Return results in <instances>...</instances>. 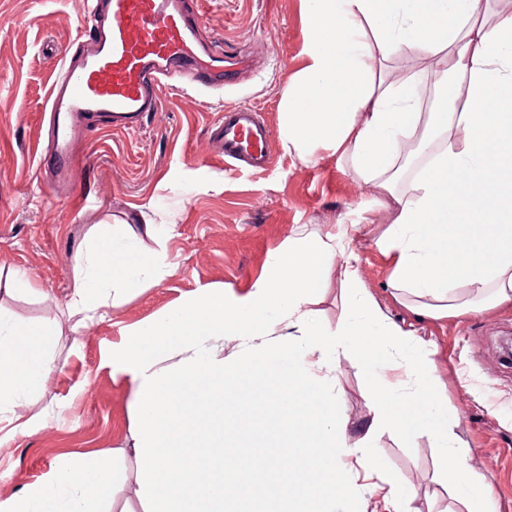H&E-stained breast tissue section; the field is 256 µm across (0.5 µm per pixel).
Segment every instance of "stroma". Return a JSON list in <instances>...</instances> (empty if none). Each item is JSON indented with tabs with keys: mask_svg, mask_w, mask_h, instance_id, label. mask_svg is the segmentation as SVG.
Here are the masks:
<instances>
[{
	"mask_svg": "<svg viewBox=\"0 0 512 512\" xmlns=\"http://www.w3.org/2000/svg\"><path fill=\"white\" fill-rule=\"evenodd\" d=\"M202 40L243 55L236 84L207 93H160L161 106L131 131L89 119L74 146V190L46 186L42 169L44 105L60 48L78 56L90 43L86 0H0V313L35 324L57 322L54 372L45 398L24 406L41 428L0 443V502L42 482L64 458L128 447L135 426L125 377L107 355L128 329L155 319L210 288L247 292L291 231L344 235L359 257L362 288L388 321L423 338L433 383L448 398V444L467 456L492 492L496 512H512V363L499 357L512 336V305L441 319H417L412 294L390 285L392 266L377 244L398 211L377 206L344 159L329 151L302 162L281 134L282 90L305 64L309 29L302 0H204ZM446 54L382 61L392 82H418L430 101L441 90L431 74ZM245 105L267 119L271 163L253 173L226 166L216 138L225 107ZM154 225L145 248L167 251L174 266L158 284L121 299L107 317L75 329L68 306L76 259L94 225ZM26 271L35 288L12 290ZM313 307L328 330L347 320L350 293L340 269ZM331 389L350 436L374 415L375 394L363 363L336 360ZM371 444L384 468L409 487L404 512H469L438 472L439 450L427 435L379 429Z\"/></svg>",
	"mask_w": 512,
	"mask_h": 512,
	"instance_id": "35a3bbf8",
	"label": "stroma"
}]
</instances>
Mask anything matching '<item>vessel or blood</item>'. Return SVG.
<instances>
[{"label": "vessel or blood", "mask_w": 512, "mask_h": 512, "mask_svg": "<svg viewBox=\"0 0 512 512\" xmlns=\"http://www.w3.org/2000/svg\"><path fill=\"white\" fill-rule=\"evenodd\" d=\"M96 18L91 49L78 64L62 63L47 97L58 151L56 176L70 177L67 146L84 119L131 130L160 105L165 82L191 73L196 88L224 83V56L202 41L201 0H91ZM225 163L264 170L270 131L259 112L226 110L220 127Z\"/></svg>", "instance_id": "vessel-or-blood-1"}]
</instances>
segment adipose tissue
Returning a JSON list of instances; mask_svg holds the SVG:
<instances>
[{
    "instance_id": "ef3b65f1",
    "label": "adipose tissue",
    "mask_w": 512,
    "mask_h": 512,
    "mask_svg": "<svg viewBox=\"0 0 512 512\" xmlns=\"http://www.w3.org/2000/svg\"><path fill=\"white\" fill-rule=\"evenodd\" d=\"M306 65L282 93L281 134L301 159L339 154L362 183L399 208L381 239L392 287L421 297L416 316L440 319L512 303V14L490 26L488 0H303ZM447 50L465 92L423 112L413 92L375 87L378 54ZM427 161L407 193L395 191L402 143ZM130 225L105 230L81 255L68 307L105 318L118 301L171 270L166 251L143 248ZM340 267L354 293L348 321L327 331L311 310L327 271ZM469 302L454 305L457 289ZM58 327L0 316V418L11 435L38 432L22 402L40 399L53 373ZM237 351L225 355V340ZM373 371L374 416L350 439L327 387L338 350ZM423 341L386 322L365 294L358 258L335 238L289 236L243 295L216 289L128 331L113 369L131 384L132 449L144 512H331L355 498L345 468L378 469L377 429L428 435L442 475L470 512H494L466 457L448 446V398L431 384ZM288 361L279 379L274 360ZM123 450L65 458L47 479L0 503V512H103L122 490Z\"/></svg>"
}]
</instances>
